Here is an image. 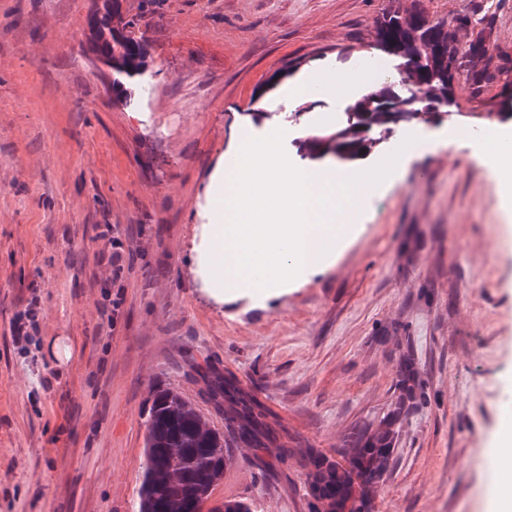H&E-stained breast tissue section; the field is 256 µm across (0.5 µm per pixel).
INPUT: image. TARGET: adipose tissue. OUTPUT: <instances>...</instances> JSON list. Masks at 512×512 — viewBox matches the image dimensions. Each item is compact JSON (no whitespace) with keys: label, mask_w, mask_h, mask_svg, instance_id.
I'll return each instance as SVG.
<instances>
[{"label":"adipose tissue","mask_w":512,"mask_h":512,"mask_svg":"<svg viewBox=\"0 0 512 512\" xmlns=\"http://www.w3.org/2000/svg\"><path fill=\"white\" fill-rule=\"evenodd\" d=\"M393 73V66L385 59L376 61L368 71L340 74L333 80L327 79L322 72L311 71L287 88L284 99L291 103L319 92L344 101L362 96L370 91L374 81L389 78ZM476 153L498 182L503 210L512 215V132L492 130L489 136L477 141Z\"/></svg>","instance_id":"adipose-tissue-1"}]
</instances>
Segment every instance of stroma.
<instances>
[{
    "instance_id": "obj_1",
    "label": "stroma",
    "mask_w": 512,
    "mask_h": 512,
    "mask_svg": "<svg viewBox=\"0 0 512 512\" xmlns=\"http://www.w3.org/2000/svg\"><path fill=\"white\" fill-rule=\"evenodd\" d=\"M119 3L116 26L133 23L147 48L151 92L134 105L82 31L104 0H0V512H136L156 384L224 427L196 363L233 372L293 450L274 480L233 449L213 499L309 512L306 450L337 459L354 430L375 429L407 354L424 397L398 425L375 512H488L492 478L512 483V456H491L512 417V219L472 142L512 130L495 116L500 84L412 122L434 145L374 188L335 263L288 292L216 302L191 246L243 129H282L305 166L299 141L343 111L319 94L284 106L298 76L369 68L377 19L416 4L435 20L488 14L512 57V0ZM108 224L134 232L114 283L98 259ZM29 306L30 337L15 342Z\"/></svg>"
}]
</instances>
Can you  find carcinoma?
Returning a JSON list of instances; mask_svg holds the SVG:
<instances>
[{
	"mask_svg": "<svg viewBox=\"0 0 512 512\" xmlns=\"http://www.w3.org/2000/svg\"><path fill=\"white\" fill-rule=\"evenodd\" d=\"M100 16L87 18L95 53L112 68L113 85L143 75L145 46L124 29L112 28L113 8L118 0H106ZM420 8L387 11L377 21L376 47L401 60V65L424 88L427 100L418 104L398 80H384L348 105L336 125L307 136L300 151L312 160L325 157L351 162L370 154L377 140L368 131H390L403 123L430 113L443 101L464 90L478 99L484 88L502 83L503 99L498 114L512 118V59L493 54L489 34L481 29L474 39L462 40L458 32L482 23V19L461 12L451 22H424ZM463 69L465 82L454 85L449 72ZM396 407L372 432H358L349 439L343 461L311 451L306 457L305 482L310 512H374L373 488L387 472L392 456L394 427L405 404L417 400V386L411 359L404 360ZM212 400L228 409L224 431L212 427L173 387L157 388L148 410L145 434V466L139 490L137 512L151 504L154 512H197L199 497L223 478L231 462V448L254 451V463L264 475L275 473V464H285L288 427L241 386L231 373L209 377Z\"/></svg>",
	"mask_w": 512,
	"mask_h": 512,
	"instance_id": "obj_1",
	"label": "carcinoma"
}]
</instances>
